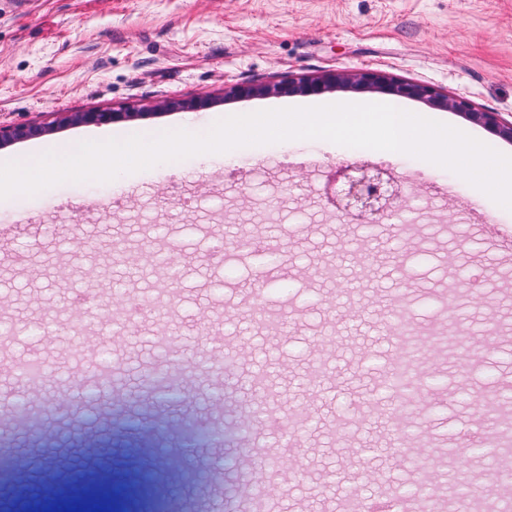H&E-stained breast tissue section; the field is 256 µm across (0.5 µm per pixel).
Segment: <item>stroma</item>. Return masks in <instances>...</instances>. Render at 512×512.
Returning <instances> with one entry per match:
<instances>
[{
	"label": "stroma",
	"mask_w": 512,
	"mask_h": 512,
	"mask_svg": "<svg viewBox=\"0 0 512 512\" xmlns=\"http://www.w3.org/2000/svg\"><path fill=\"white\" fill-rule=\"evenodd\" d=\"M334 69L383 70L469 99L512 117V0H0V118L44 121L56 112L132 106L133 120L62 126L38 139L0 146L21 158L41 144L74 148L91 131L150 135L205 129L213 121L301 103V96L228 99L225 86L285 81ZM210 99L198 110H159L162 99ZM406 111L454 126L512 155V142L455 112L402 98ZM183 160L178 170L127 175L122 183H63L34 196L0 200V319L43 329L37 340L0 342V362L36 351L49 379L27 393L21 413L0 421L21 463L39 456L24 485L0 483V512H39V489L53 476L56 512H67L76 480L94 487L102 472L124 494V512H144L139 457L187 454L178 432L145 438L122 427L126 415L179 420L189 414L218 428H240L252 402L223 368L181 380L186 399L160 406L140 378L182 369L231 349L241 366L276 364L272 390L284 415L306 410L307 427L282 426L266 448L251 437L194 449L205 473L181 489L180 512H241L239 490L252 483L265 453L293 481L280 485L284 512H335L346 490L368 494L379 481L407 489L428 480L438 512H479L496 497L490 469L512 474V455L496 459L461 444L479 415L461 392L491 372L512 378V260L488 245L486 223L512 240V211L454 173L401 154L295 140ZM377 164L416 190L392 224H362L328 203L337 166ZM456 201H448L447 186ZM401 233H394L393 225ZM276 242L262 253L250 238L218 263L210 252L221 229ZM178 259V278L158 271L136 291L158 312L114 338L113 282L125 280L127 255L142 246ZM372 280L349 293L351 276ZM283 303L278 327L251 324L241 306L248 289ZM102 298L110 317L88 318L75 343L76 302ZM406 303L425 341L426 384L402 417L406 441L393 448L392 425L377 419L390 402L379 388L388 361L378 339L394 301ZM478 346L475 360L452 367L458 335ZM112 355L125 377L111 402L90 397L94 375L75 361ZM331 357L340 384H307L315 355ZM480 476L482 499H461V479Z\"/></svg>",
	"instance_id": "stroma-1"
}]
</instances>
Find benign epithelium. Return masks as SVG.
Here are the masks:
<instances>
[{
  "label": "benign epithelium",
  "mask_w": 512,
  "mask_h": 512,
  "mask_svg": "<svg viewBox=\"0 0 512 512\" xmlns=\"http://www.w3.org/2000/svg\"><path fill=\"white\" fill-rule=\"evenodd\" d=\"M348 89H368L381 93L420 99L431 107L463 115L491 134L512 141V120L497 112H487L468 99L449 96L433 86L396 79L380 71L342 70L315 78L290 80L263 85H233L224 91L226 98L271 95H320ZM137 116L135 112L112 110L102 112H61L59 125H105L125 122ZM49 127L41 123L14 124L0 120V146L14 141L37 138ZM384 171L370 165L341 167L331 178L329 202L338 211L361 223L380 224L390 218L410 200V192L395 177L383 178Z\"/></svg>",
  "instance_id": "7a95c632"
}]
</instances>
